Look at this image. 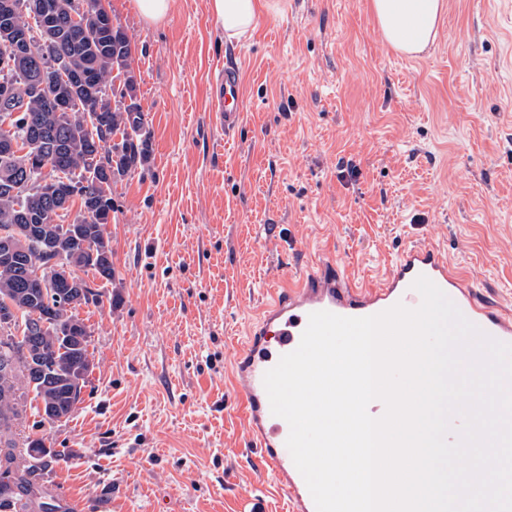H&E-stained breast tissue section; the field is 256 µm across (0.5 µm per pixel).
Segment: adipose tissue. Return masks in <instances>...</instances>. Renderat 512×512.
<instances>
[{
  "label": "adipose tissue",
  "instance_id": "ef3b65f1",
  "mask_svg": "<svg viewBox=\"0 0 512 512\" xmlns=\"http://www.w3.org/2000/svg\"><path fill=\"white\" fill-rule=\"evenodd\" d=\"M264 6V0H208V11L229 43L251 36ZM371 10L387 44L415 54L437 38L444 0H371Z\"/></svg>",
  "mask_w": 512,
  "mask_h": 512
}]
</instances>
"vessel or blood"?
<instances>
[{
	"instance_id": "obj_1",
	"label": "vessel or blood",
	"mask_w": 512,
	"mask_h": 512,
	"mask_svg": "<svg viewBox=\"0 0 512 512\" xmlns=\"http://www.w3.org/2000/svg\"><path fill=\"white\" fill-rule=\"evenodd\" d=\"M209 95L225 131L234 130L243 114L244 96L236 68H225ZM434 282L461 313L487 335L512 345V317L479 301L466 274L436 244L413 245L397 252L387 267L368 280L338 268L334 260L318 263L298 284L272 287L271 298L235 359L240 407L260 450L264 468L289 502L290 512H316L306 482L286 447L290 428L273 415L264 387L265 373L279 358L295 350L310 313L329 311L346 317L381 313L395 304L414 309L421 303L412 284L419 276Z\"/></svg>"
}]
</instances>
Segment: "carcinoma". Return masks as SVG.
I'll use <instances>...</instances> for the list:
<instances>
[{
    "label": "carcinoma",
    "instance_id": "cac0c4a2",
    "mask_svg": "<svg viewBox=\"0 0 512 512\" xmlns=\"http://www.w3.org/2000/svg\"><path fill=\"white\" fill-rule=\"evenodd\" d=\"M56 69L42 72L48 62ZM131 43L100 0H0V242L20 248L0 261V309L16 308L15 328L39 337L45 378L19 360L23 340L0 333V512H39L38 468L62 460L45 439H17L31 390L37 412L53 402L55 422L79 401L75 371L88 373L89 333L73 314L89 301L58 299L38 271L62 254L107 280L91 254L112 255V184L150 162L151 149L131 73ZM123 78L107 86L109 78ZM69 198L81 201L71 224L56 219ZM37 461L29 464L27 460Z\"/></svg>",
    "mask_w": 512,
    "mask_h": 512
}]
</instances>
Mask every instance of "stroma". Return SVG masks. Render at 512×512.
<instances>
[{"label": "stroma", "instance_id": "stroma-1", "mask_svg": "<svg viewBox=\"0 0 512 512\" xmlns=\"http://www.w3.org/2000/svg\"><path fill=\"white\" fill-rule=\"evenodd\" d=\"M226 44L207 0L128 34L151 159L112 186L111 279L77 308L90 371L67 418L21 435L67 453L37 471L57 512H289L259 462L231 370L274 283L334 257L357 276L435 242L512 315V0H445L404 55L370 0H274ZM242 121L208 117L225 61Z\"/></svg>", "mask_w": 512, "mask_h": 512}]
</instances>
